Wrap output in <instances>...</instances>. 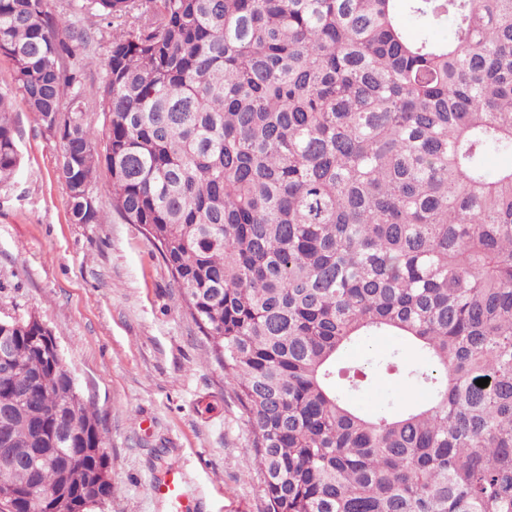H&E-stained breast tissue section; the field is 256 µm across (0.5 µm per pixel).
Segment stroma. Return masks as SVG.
<instances>
[{"label": "stroma", "instance_id": "1", "mask_svg": "<svg viewBox=\"0 0 512 512\" xmlns=\"http://www.w3.org/2000/svg\"><path fill=\"white\" fill-rule=\"evenodd\" d=\"M111 36L107 28L96 36L97 63L84 75L83 119L95 129L103 115L94 92ZM13 119L21 165L0 186V317H40L107 429L112 498L105 512H176L150 492L173 469L204 512H266L262 478L250 467L247 417L144 227L113 212L104 169L94 192L105 223H72L56 177L60 141L23 102H15ZM395 349L411 365L422 361L395 336L355 343L344 359L361 363ZM420 396L394 380L354 401L401 412Z\"/></svg>", "mask_w": 512, "mask_h": 512}]
</instances>
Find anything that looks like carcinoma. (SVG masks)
I'll use <instances>...</instances> for the list:
<instances>
[{
  "mask_svg": "<svg viewBox=\"0 0 512 512\" xmlns=\"http://www.w3.org/2000/svg\"><path fill=\"white\" fill-rule=\"evenodd\" d=\"M114 27L84 123L76 66L95 35L49 0H0V185L21 157L19 97L62 143L57 179L74 224H104L93 186L140 224L213 345L251 426L267 512H512V0H82ZM413 27L404 24V18ZM448 26L436 39L433 28ZM15 338L17 400L0 412L36 481L17 512H53L68 483L81 512L112 498L107 430L34 314ZM415 343L343 368L371 336ZM490 378L488 386L476 380ZM404 378L401 413L356 392ZM66 443L53 441L57 421ZM98 494L82 498L91 457Z\"/></svg>",
  "mask_w": 512,
  "mask_h": 512,
  "instance_id": "1",
  "label": "carcinoma"
}]
</instances>
